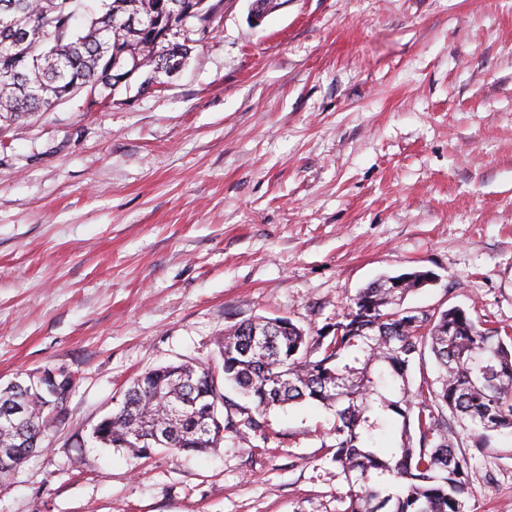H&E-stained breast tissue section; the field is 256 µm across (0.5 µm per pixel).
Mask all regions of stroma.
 Segmentation results:
<instances>
[{
	"mask_svg": "<svg viewBox=\"0 0 512 512\" xmlns=\"http://www.w3.org/2000/svg\"><path fill=\"white\" fill-rule=\"evenodd\" d=\"M406 306L512 329V0H224L164 84L0 115V381L73 376L0 512H345L335 416L314 402L137 459L91 431L141 372L215 366L257 316L334 323L380 275ZM512 512V434L469 474Z\"/></svg>",
	"mask_w": 512,
	"mask_h": 512,
	"instance_id": "1",
	"label": "stroma"
}]
</instances>
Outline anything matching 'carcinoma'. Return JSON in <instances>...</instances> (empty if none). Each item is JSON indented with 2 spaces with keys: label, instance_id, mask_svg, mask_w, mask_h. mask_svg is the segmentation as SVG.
<instances>
[{
  "label": "carcinoma",
  "instance_id": "obj_1",
  "mask_svg": "<svg viewBox=\"0 0 512 512\" xmlns=\"http://www.w3.org/2000/svg\"><path fill=\"white\" fill-rule=\"evenodd\" d=\"M77 0H0V113L45 112L86 91L114 92L112 68L158 75L185 65L204 34L183 33L197 0H101L78 26ZM379 278L336 317L342 334L307 332L286 319L256 318L218 343L225 382L251 400L257 417L315 401L333 411L334 458L348 490L346 512H468L470 456L458 450L450 411L471 426L481 452L512 431V333L486 328L457 306L419 313L401 308L413 280L387 288ZM428 348L441 368L440 390L416 401L409 368ZM224 401L210 367L183 362L135 377L116 412L91 438L103 448L147 457L203 453L224 439L206 408ZM402 420L399 440L381 439L386 421ZM55 418L40 379L0 382V448L18 466L41 447Z\"/></svg>",
  "mask_w": 512,
  "mask_h": 512
}]
</instances>
